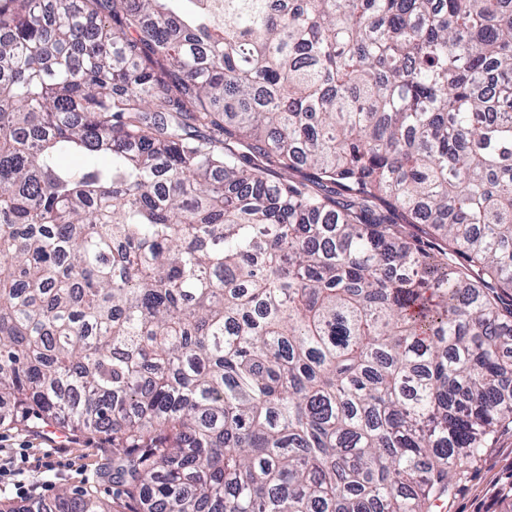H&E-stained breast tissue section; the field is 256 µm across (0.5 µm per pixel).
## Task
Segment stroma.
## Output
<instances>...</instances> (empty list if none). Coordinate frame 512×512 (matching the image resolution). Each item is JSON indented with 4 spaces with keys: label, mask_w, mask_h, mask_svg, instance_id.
Masks as SVG:
<instances>
[{
    "label": "stroma",
    "mask_w": 512,
    "mask_h": 512,
    "mask_svg": "<svg viewBox=\"0 0 512 512\" xmlns=\"http://www.w3.org/2000/svg\"><path fill=\"white\" fill-rule=\"evenodd\" d=\"M69 444L57 450L54 466L40 460L53 451L46 426L0 425V459L14 458L11 473L0 478V498L22 504L51 499L59 490L90 491L123 512L127 502L114 493L107 473L112 467V442L98 433L66 427ZM446 512H512V429L498 432L458 486Z\"/></svg>",
    "instance_id": "stroma-1"
}]
</instances>
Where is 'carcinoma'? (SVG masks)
<instances>
[{
  "instance_id": "1",
  "label": "carcinoma",
  "mask_w": 512,
  "mask_h": 512,
  "mask_svg": "<svg viewBox=\"0 0 512 512\" xmlns=\"http://www.w3.org/2000/svg\"><path fill=\"white\" fill-rule=\"evenodd\" d=\"M168 2L0 0V423L136 512H428L512 425V0Z\"/></svg>"
}]
</instances>
